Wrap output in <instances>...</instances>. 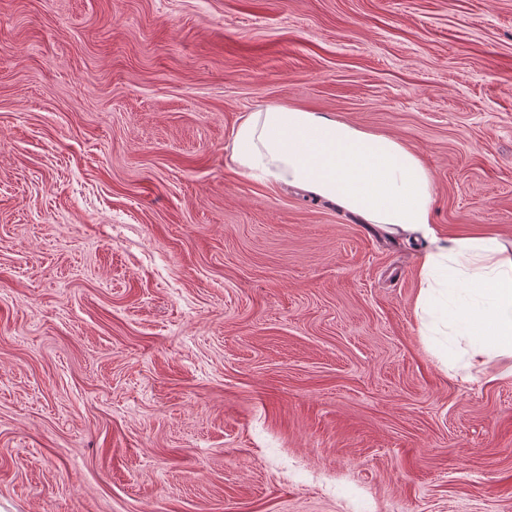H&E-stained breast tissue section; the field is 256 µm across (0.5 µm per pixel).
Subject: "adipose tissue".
<instances>
[{"instance_id":"ef3b65f1","label":"adipose tissue","mask_w":512,"mask_h":512,"mask_svg":"<svg viewBox=\"0 0 512 512\" xmlns=\"http://www.w3.org/2000/svg\"><path fill=\"white\" fill-rule=\"evenodd\" d=\"M232 162L244 172L297 186L365 223L422 235L417 306L428 327L465 341L464 367L485 372L512 356V257L492 236L446 244L432 219V180L399 140L322 112L284 105L250 113L233 140Z\"/></svg>"}]
</instances>
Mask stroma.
<instances>
[{
  "label": "stroma",
  "instance_id": "1",
  "mask_svg": "<svg viewBox=\"0 0 512 512\" xmlns=\"http://www.w3.org/2000/svg\"><path fill=\"white\" fill-rule=\"evenodd\" d=\"M303 107L512 255V0H0V512H512V357L424 240L239 170Z\"/></svg>",
  "mask_w": 512,
  "mask_h": 512
}]
</instances>
